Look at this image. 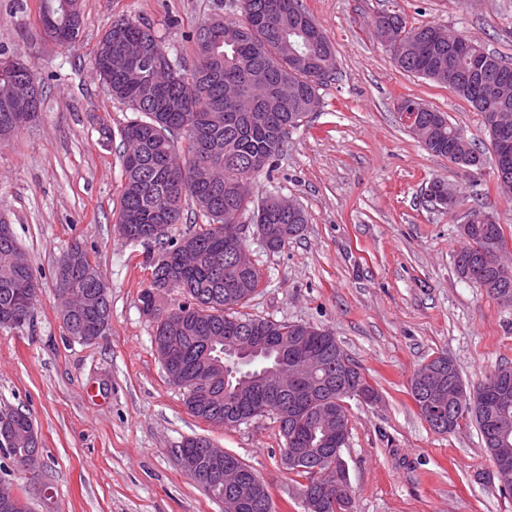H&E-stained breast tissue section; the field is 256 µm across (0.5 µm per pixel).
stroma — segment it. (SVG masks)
I'll return each instance as SVG.
<instances>
[{
  "label": "stroma",
  "instance_id": "35a3bbf8",
  "mask_svg": "<svg viewBox=\"0 0 512 512\" xmlns=\"http://www.w3.org/2000/svg\"><path fill=\"white\" fill-rule=\"evenodd\" d=\"M302 3L335 46L337 73L272 169L251 180L255 200L294 199L308 224L276 253L248 228L246 245L264 279L246 311L331 330L377 389L376 405L348 402L344 459L354 512H512L476 426L436 433L410 394L414 372L437 354L469 385L512 367V306L462 280L454 265L473 206L495 215L512 243V198L494 185L480 114L400 70L373 31L377 15L395 12L512 59V0ZM40 7L41 0H0V52L30 60L43 86L36 124L0 140V218L39 284L30 319L0 328V409L30 414L53 497L43 500L42 485L1 450L0 480L29 498L32 512H224L174 453L185 438L204 436L252 467L275 512H303L301 479L282 461L276 419L224 427L193 417L152 348L154 324L140 294L160 248L125 241L116 226L120 131L133 113L90 66L118 18L150 25L171 54L192 60L197 28L240 19L239 0H81V34L68 47L45 37ZM404 96L446 113L474 138L483 169L468 173L425 150L395 112ZM103 121L111 139L100 134ZM436 179L456 188L455 213L429 201ZM75 244L96 261L112 301L110 328L90 343L68 336L55 298V266Z\"/></svg>",
  "mask_w": 512,
  "mask_h": 512
}]
</instances>
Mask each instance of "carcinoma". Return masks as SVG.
<instances>
[{
    "label": "carcinoma",
    "mask_w": 512,
    "mask_h": 512,
    "mask_svg": "<svg viewBox=\"0 0 512 512\" xmlns=\"http://www.w3.org/2000/svg\"><path fill=\"white\" fill-rule=\"evenodd\" d=\"M62 0H42V12L51 15L68 33V43H74L81 23H73L61 7ZM242 16L254 19L270 18V24H252L244 28L241 20L213 19L200 29L211 28L210 42L205 43L196 34V55L191 65L169 55L152 29L145 23L122 19V47L113 51L112 70L105 71L100 80L112 98L128 104L135 117L121 130L125 145L134 146L124 151L122 166L118 224L126 230L124 239L148 240L161 245L168 255L173 270V284H168V272L154 261L149 285L142 291V308L154 304V296L170 289L184 297L179 308L184 312L183 339L180 355L173 366L165 368L169 381L185 390V404L197 418L208 421L216 414H224V400L212 401L195 396L196 366L203 356L197 344L198 336H222L229 331L249 336H278L288 340L301 336L312 328L306 323H292L254 318L242 312L255 295L261 272H238L224 258V224L229 212L253 216L265 214V223H307L305 210L283 216L271 202L263 199L250 208V179L270 166L282 152L287 137L277 132L284 126L300 124L310 112L309 103L317 98L318 87L336 74V49L332 44L309 43L311 17L302 0H241ZM381 18L398 25L400 43L410 44L416 37L425 36L428 25L407 26L402 16L383 13ZM148 37L155 52L168 56L158 67L162 74L157 87H149L139 70L123 58V45ZM398 67L406 73L421 77L447 88L479 111L484 101L491 111L512 115V96L501 99L489 90L472 85L467 59L448 53V47L428 45L420 55L394 56ZM256 69L269 77L270 90L255 107L262 120L250 122L242 112H236L224 101V87L238 84L247 88L248 72ZM487 70L494 84L508 81L512 87V62L493 52H487ZM399 103L423 108L429 124L419 127L416 136L425 149L476 172L485 164L484 154L470 147L467 156L460 157L462 149L458 134L463 129L451 123L444 113L417 98L403 97ZM188 141L187 153H178V138ZM192 201L203 224L191 234L179 239L168 238V232L153 234L154 226L169 229L182 223L185 203ZM503 235L502 225H470L471 241L457 252L455 266L461 273L470 262L478 261L471 248H481L484 242ZM18 242L8 223L0 219V328L10 329L29 319L35 297L27 294L23 282L34 278L32 269L20 267L15 261ZM72 279L78 284L75 292L92 296L89 305L74 311L63 319L67 333L84 343L103 335L111 325L112 312L108 289L102 287L98 268L90 258L77 269ZM315 351L334 372L347 382L352 377L366 380L360 368L349 369L336 364V358L345 351L336 336L325 328L313 341ZM268 362L258 357L251 363L234 358L224 360L226 379L224 392H236L247 373ZM446 377L459 394L467 396L488 386L494 373L485 375L468 386L450 358H445ZM18 431L6 435L0 430V449H8L12 460L39 453L38 442L26 433L30 416L17 414ZM186 450L195 458L203 459L205 450L214 447L206 437L186 439Z\"/></svg>",
    "instance_id": "1"
}]
</instances>
